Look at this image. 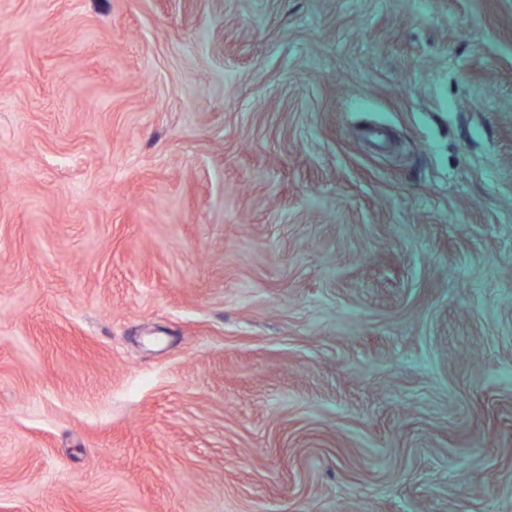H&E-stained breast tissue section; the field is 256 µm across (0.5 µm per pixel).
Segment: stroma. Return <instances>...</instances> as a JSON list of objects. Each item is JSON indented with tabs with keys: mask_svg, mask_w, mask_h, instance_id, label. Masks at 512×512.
<instances>
[{
	"mask_svg": "<svg viewBox=\"0 0 512 512\" xmlns=\"http://www.w3.org/2000/svg\"><path fill=\"white\" fill-rule=\"evenodd\" d=\"M16 38L0 512H512V0H0Z\"/></svg>",
	"mask_w": 512,
	"mask_h": 512,
	"instance_id": "stroma-1",
	"label": "stroma"
}]
</instances>
